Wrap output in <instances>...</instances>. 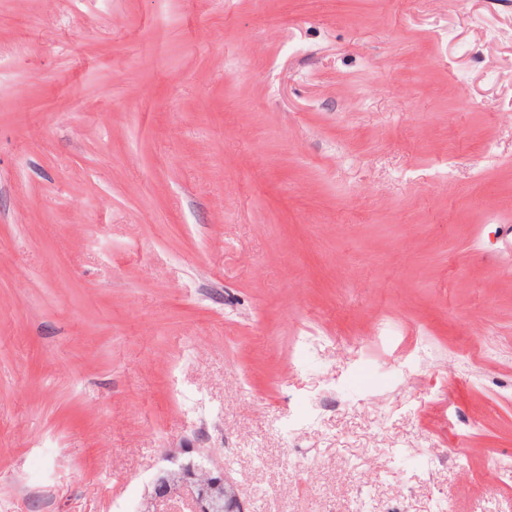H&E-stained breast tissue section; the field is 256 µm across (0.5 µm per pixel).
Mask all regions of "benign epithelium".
<instances>
[{"label":"benign epithelium","instance_id":"benign-epithelium-1","mask_svg":"<svg viewBox=\"0 0 512 512\" xmlns=\"http://www.w3.org/2000/svg\"><path fill=\"white\" fill-rule=\"evenodd\" d=\"M188 494L193 512H245L234 483L222 468H212L205 458L174 461L156 475L153 495L168 499Z\"/></svg>","mask_w":512,"mask_h":512}]
</instances>
